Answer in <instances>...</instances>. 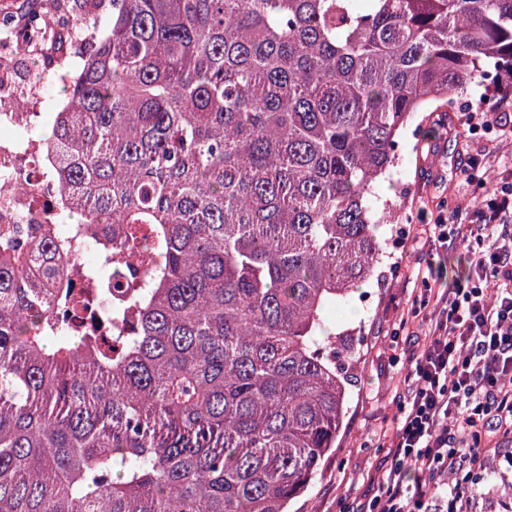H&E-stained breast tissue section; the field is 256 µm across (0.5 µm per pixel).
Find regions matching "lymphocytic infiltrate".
Listing matches in <instances>:
<instances>
[{"label":"lymphocytic infiltrate","mask_w":512,"mask_h":512,"mask_svg":"<svg viewBox=\"0 0 512 512\" xmlns=\"http://www.w3.org/2000/svg\"><path fill=\"white\" fill-rule=\"evenodd\" d=\"M482 189L480 233L462 231L457 209L418 239L455 235L474 259L465 284L419 301L433 308L430 328L409 358L394 432L382 438L384 478L354 512H466L492 435L512 429V181Z\"/></svg>","instance_id":"f902f5d3"}]
</instances>
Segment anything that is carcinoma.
Here are the masks:
<instances>
[{
  "instance_id": "obj_1",
  "label": "carcinoma",
  "mask_w": 512,
  "mask_h": 512,
  "mask_svg": "<svg viewBox=\"0 0 512 512\" xmlns=\"http://www.w3.org/2000/svg\"><path fill=\"white\" fill-rule=\"evenodd\" d=\"M40 146L84 239L0 214V512H288L349 409L419 112L512 74V0H112ZM112 288V332L81 313Z\"/></svg>"
}]
</instances>
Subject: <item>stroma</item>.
<instances>
[{"label":"stroma","mask_w":512,"mask_h":512,"mask_svg":"<svg viewBox=\"0 0 512 512\" xmlns=\"http://www.w3.org/2000/svg\"><path fill=\"white\" fill-rule=\"evenodd\" d=\"M49 12L59 14L62 31L42 48L32 49L31 56L43 70H76L92 51L91 43L77 35L79 23L91 15L107 22L112 4L110 0H0V50L9 49V61L17 59L12 52L15 28ZM482 95L476 87L457 99L446 132L428 144L417 145L415 137L405 135L391 181L377 187L380 198L403 202L397 216L402 235L389 250L395 266L388 269L383 286L371 283L363 287V294L373 299L371 311L351 303L326 313L331 332L354 328L360 361L339 446L306 493L291 504V512H337L340 499L350 500L376 487L385 454L377 446V436L394 424L396 397L403 387L408 357L422 347L428 331L425 316L408 317L409 340L392 341L393 329L401 316H408L412 298L419 292L418 286L406 282L404 269L416 264L431 266L433 290L445 292L464 280L472 261L471 253L456 241L436 242L419 250L411 238L424 225L435 222L441 207L454 204L466 211L472 209L479 188L463 174L471 154L484 153L488 177L512 178V147L469 130L466 114Z\"/></svg>","instance_id":"obj_1"}]
</instances>
